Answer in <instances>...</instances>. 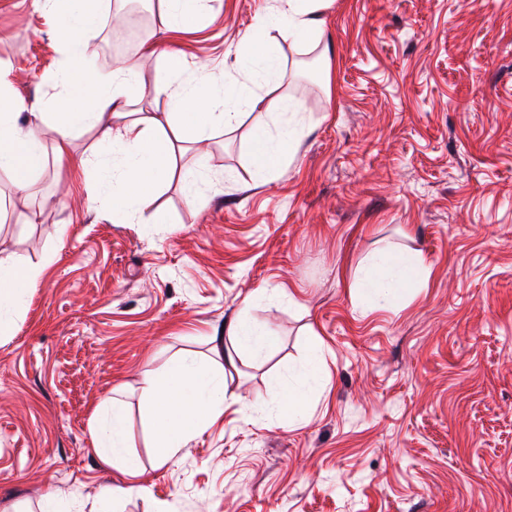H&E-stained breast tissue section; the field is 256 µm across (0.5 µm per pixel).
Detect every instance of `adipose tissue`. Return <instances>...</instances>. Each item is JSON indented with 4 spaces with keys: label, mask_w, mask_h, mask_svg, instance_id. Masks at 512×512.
I'll return each mask as SVG.
<instances>
[{
    "label": "adipose tissue",
    "mask_w": 512,
    "mask_h": 512,
    "mask_svg": "<svg viewBox=\"0 0 512 512\" xmlns=\"http://www.w3.org/2000/svg\"><path fill=\"white\" fill-rule=\"evenodd\" d=\"M201 0H159L157 26L161 31H179L200 22ZM329 0H278L273 14L258 18L250 35L238 46L248 56L253 38L277 32L281 38L312 43L322 37L317 18ZM35 9L52 19L50 32L63 55L54 80L60 91L49 111L22 114L10 72L0 67V169L8 171L19 191H26L43 170L46 152L40 139L42 128L55 134V152L68 158L74 177L82 179L89 201L112 193L120 202L112 211L116 223L131 224L144 210L152 221L168 223L162 210L154 209L156 192L173 179L176 154L185 145L204 144L216 132L232 131L240 123L235 110L244 100L249 111L259 113L250 151L258 173L285 171L297 152L296 129L288 117L289 103L281 97L251 88V76L225 74L221 79L200 75L181 82L188 69L178 52L163 53L166 77L154 91L165 96L159 112L143 108L145 80L140 59L123 61L103 73L90 67L84 32L100 15V0H83L80 15H73L69 0H32ZM96 130L97 147L92 153L75 155L71 144L81 131ZM111 167V182L88 179L90 170ZM43 268L0 259V309H18L25 289L36 287ZM430 270L420 252L381 247L361 266L353 283L360 296L393 299L427 280ZM141 397L154 426L153 443L162 460L175 458L190 441L224 412V373L196 360L179 358L142 381ZM108 421L99 415L90 419V433L100 448L102 462L117 470L125 481H139L142 472L125 453V405L112 399L102 405Z\"/></svg>",
    "instance_id": "adipose-tissue-1"
}]
</instances>
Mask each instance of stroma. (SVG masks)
Listing matches in <instances>:
<instances>
[{
  "instance_id": "35a3bbf8",
  "label": "stroma",
  "mask_w": 512,
  "mask_h": 512,
  "mask_svg": "<svg viewBox=\"0 0 512 512\" xmlns=\"http://www.w3.org/2000/svg\"><path fill=\"white\" fill-rule=\"evenodd\" d=\"M103 0L85 36L109 72L151 40L189 75L219 78L274 0H204L195 27L146 20L123 41ZM319 45L280 40L275 92L297 154L255 173L253 116L217 134L188 180L160 193L168 224H115L49 160L17 193L0 170V257L45 264L0 335V512H512V0H331ZM30 0H0V62L23 104H49L60 54ZM42 209L40 223L27 221ZM420 251L421 287L375 304L350 283L382 244ZM276 342L224 367L231 405L173 459L148 444L140 386L171 359L212 362L246 300ZM325 380L305 414H271L312 340ZM147 490L105 498L118 474L89 433L112 393Z\"/></svg>"
}]
</instances>
